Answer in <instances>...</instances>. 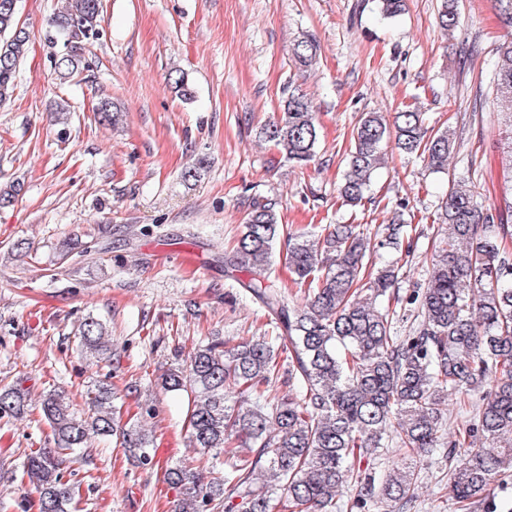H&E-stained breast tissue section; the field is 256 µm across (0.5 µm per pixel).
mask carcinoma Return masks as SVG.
I'll return each instance as SVG.
<instances>
[{"label":"carcinoma","instance_id":"obj_1","mask_svg":"<svg viewBox=\"0 0 512 512\" xmlns=\"http://www.w3.org/2000/svg\"><path fill=\"white\" fill-rule=\"evenodd\" d=\"M12 0H0V105L10 101L16 72L28 52L29 34L17 21ZM101 0H66L52 24L67 52L55 61L61 79L85 66L83 50L98 39ZM459 24L454 0H443L438 26L452 34ZM295 64L317 63L312 37L297 40ZM504 150L512 170V36L496 48L491 62ZM99 120L123 119L121 107L104 100ZM260 137L288 161L306 166L316 156L319 127L310 100L288 93L279 118ZM419 155L434 170L448 169L455 131L433 132L424 113L406 109L387 122L380 112L363 113L352 131V147L339 184L351 205L365 199L375 172L385 163L383 142ZM441 237L432 270L400 297L395 292L402 266L395 261L367 272L377 248L407 245L411 254L417 228L387 224L372 233L354 224H327L312 235L279 223L272 204L251 209L234 250L224 254V271L271 317L274 339L227 345L214 337L189 361L167 370L158 384L167 392L190 394L186 421L189 445L221 453L227 445L244 449L221 478L186 465L165 470L179 490L174 512H370L383 502L414 507L418 473L413 462L448 447V491L455 512H512L499 492L512 488V199L484 207L474 191L455 184L442 199ZM288 243L285 264L306 303L290 305L273 285L259 278L271 266L275 243ZM412 320L397 335V310ZM75 336L81 351L112 370L126 348L112 344L105 323L89 315ZM288 360V387L273 394L281 357ZM459 397L460 423L445 437L450 396ZM112 385L99 383L85 393L88 413H76L62 391L47 392L40 409L52 428L55 447L30 452L23 462L38 495L39 512H74L75 491L63 472L64 457L88 447L95 437L115 443L144 466L154 465L153 439L139 423L121 422ZM29 391L17 379L0 388V419L28 411ZM393 444L402 463L379 471L354 468L349 457L369 460ZM357 497L343 503L348 485ZM241 498L238 504L233 498Z\"/></svg>","mask_w":512,"mask_h":512}]
</instances>
